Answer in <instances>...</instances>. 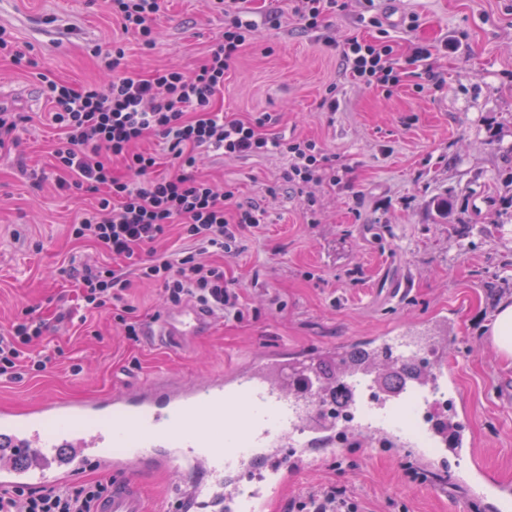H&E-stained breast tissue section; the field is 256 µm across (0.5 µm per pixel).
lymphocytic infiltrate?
I'll list each match as a JSON object with an SVG mask.
<instances>
[{"instance_id":"f902f5d3","label":"lymphocytic infiltrate","mask_w":512,"mask_h":512,"mask_svg":"<svg viewBox=\"0 0 512 512\" xmlns=\"http://www.w3.org/2000/svg\"><path fill=\"white\" fill-rule=\"evenodd\" d=\"M244 0H217L224 15V34L212 44L193 74L164 68L142 75L122 69L123 49L107 64L109 76L75 88L46 80L43 92L49 118L58 131L50 154L57 187L69 195H96L71 237L88 241L115 258V265L70 267L67 276L80 293L86 313H111L128 338H137L145 322L127 304L133 280L159 284L167 306L196 303L225 319L242 320L244 310L236 289L224 280L218 256L232 253L244 229L259 227L264 212L235 201L232 188H220L194 172L197 152L214 148L225 157L287 154L285 183L306 190L319 182L326 158L315 141L271 139L263 128L266 117L225 120L211 102L224 87V74L251 40L258 26L245 19ZM122 33L135 35L142 48L156 44L152 22L161 0H108ZM353 80L382 86L400 81L402 68L391 41L352 37L337 43ZM165 140L168 173H157L155 155L139 151L146 136ZM122 170H114L113 160ZM178 227L187 248L175 260L159 254L157 243ZM47 323L39 308H27L8 328L0 330V377L17 380L47 371L52 355L41 352ZM110 482L91 479L62 489H16L0 492V512H94ZM289 512H358L343 491H310L288 503Z\"/></svg>"}]
</instances>
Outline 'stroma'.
<instances>
[{"label": "stroma", "instance_id": "1", "mask_svg": "<svg viewBox=\"0 0 512 512\" xmlns=\"http://www.w3.org/2000/svg\"><path fill=\"white\" fill-rule=\"evenodd\" d=\"M381 27L361 25L359 0L349 15L327 14L316 30L288 11L286 0H249L259 25L224 75L213 99L227 119L268 115L267 136L312 140L341 181L309 193L286 185L287 159L272 151L228 159L201 152L199 174L231 185L238 203L265 212L225 255L224 276L238 289L243 321L220 320L190 346L152 337L133 342L106 313L83 326L55 325L50 347L62 355L47 372L0 382V404L20 408L55 396L84 399L159 376L192 384L280 349L289 352L360 348L394 330L427 335L446 319L453 383L449 399L469 414L483 476L512 489V399L499 390L512 379L488 334L498 307L512 302V0H377ZM31 49L37 70L21 74L0 59V98L33 123L20 131L19 155L0 157V327L25 308L45 315L75 307L76 291L60 270L101 254L70 238L81 200L55 186L41 80L73 87L103 78L106 54L123 47L126 70L148 74L177 67L192 72L224 29L209 0H164L156 47L142 52L113 24L107 0H0V27ZM345 40L387 36L407 73L389 87L346 74L324 35ZM432 49L431 73L410 61L415 45ZM335 95L337 108L321 102ZM44 172L33 188L19 163ZM447 195L440 218L430 202ZM409 277L410 294L390 298L394 280ZM470 460L446 452L430 461L424 448H367L324 453L273 504L327 487L341 489L361 512H490L474 495ZM193 473L146 471L150 508L172 512L176 482Z\"/></svg>", "mask_w": 512, "mask_h": 512}]
</instances>
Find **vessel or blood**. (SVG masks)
<instances>
[{
	"label": "vessel or blood",
	"instance_id": "1",
	"mask_svg": "<svg viewBox=\"0 0 512 512\" xmlns=\"http://www.w3.org/2000/svg\"><path fill=\"white\" fill-rule=\"evenodd\" d=\"M216 313L200 306L166 312L147 333L183 345L215 322ZM417 339L404 331L382 336L373 348L389 357L392 370L416 357ZM447 354L437 355L429 379L402 377L398 389L384 388L362 366L340 374L351 389H366L380 409L420 392L429 413L428 431L456 455L475 456L466 416L449 419L442 400L448 392ZM326 384L307 352H287L236 366L207 382L176 386L152 380L113 390L105 397L80 400L45 397L33 407L0 405V490L62 486L89 469L114 475L112 490L96 512H147L137 472L143 465L201 478L177 486L179 512H269L266 488L242 492L255 471L269 485L287 490L292 478L313 467L324 452L349 445L354 435L329 421L316 405ZM379 446L411 447L391 422L366 426Z\"/></svg>",
	"mask_w": 512,
	"mask_h": 512
}]
</instances>
